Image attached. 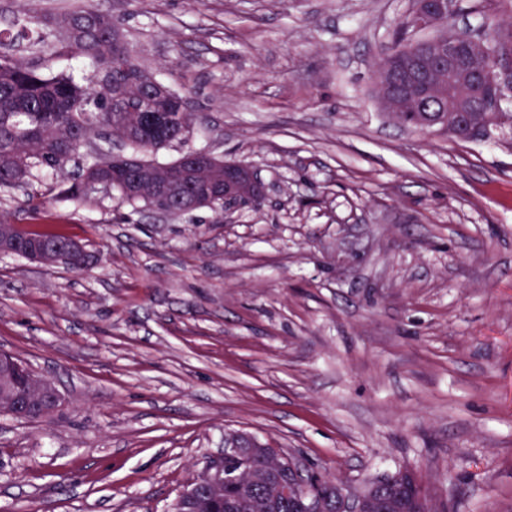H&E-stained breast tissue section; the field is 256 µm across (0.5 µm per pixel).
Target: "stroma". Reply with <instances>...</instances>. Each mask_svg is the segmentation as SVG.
<instances>
[{"label": "stroma", "instance_id": "obj_1", "mask_svg": "<svg viewBox=\"0 0 512 512\" xmlns=\"http://www.w3.org/2000/svg\"><path fill=\"white\" fill-rule=\"evenodd\" d=\"M82 0H0V28ZM191 92L197 150L257 207L161 218L55 199L0 218L85 245L82 272L0 255V351L59 389L0 414V512H172L232 431L350 488L408 468L456 512H512V134L406 128L373 82L412 0H95Z\"/></svg>", "mask_w": 512, "mask_h": 512}]
</instances>
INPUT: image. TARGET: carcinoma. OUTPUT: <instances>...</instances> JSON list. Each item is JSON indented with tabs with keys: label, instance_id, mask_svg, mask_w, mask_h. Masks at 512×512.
<instances>
[{
	"label": "carcinoma",
	"instance_id": "carcinoma-1",
	"mask_svg": "<svg viewBox=\"0 0 512 512\" xmlns=\"http://www.w3.org/2000/svg\"><path fill=\"white\" fill-rule=\"evenodd\" d=\"M463 2L456 0L441 14L440 37L453 38L485 67L498 68L512 56V23L505 25L492 14L476 31H458L455 23L466 10ZM36 25L55 34V57L86 59L91 70L80 77L64 72L49 77L43 73L38 52L30 51L26 59L15 54L18 44L28 38L27 29L18 30L7 42L0 37V189L25 183L31 170L38 167L59 176L57 197L61 199L84 201L90 185L105 179L121 203L154 210L168 206V199L135 195L131 181L138 173L155 179L170 175L178 188L201 199L197 208L180 214L191 215L204 208L223 213V159H215L205 171L182 170L177 159L167 163L156 160L160 149L193 136L197 110L189 95L167 98L170 88L137 61L112 15L89 2L65 15L39 18ZM439 49L437 42L430 45L418 39L413 12L394 22L391 46L374 71L376 97L383 110L421 133L425 132L426 113L411 111L417 102L450 119L466 108L477 121L512 130V112L501 109L512 86L484 85L473 92L469 78L461 73L451 80L434 75L424 79L422 63ZM131 157L137 160L136 174L127 169L126 159ZM0 230L15 254L22 257L33 238H42L51 246L68 241L57 232L22 230L4 221ZM27 383L28 378L13 369L0 370L1 414L12 410L10 391L23 390ZM269 461L279 463L278 474L285 483L290 479L309 486L326 482L319 474L293 473L288 459L256 437L228 433L224 436V470L239 478L224 486V504L210 501L199 488L184 502V508L195 512H297L296 504L262 477V466ZM431 499L423 482L413 487L396 476L371 493L368 508L370 512H426Z\"/></svg>",
	"mask_w": 512,
	"mask_h": 512
}]
</instances>
